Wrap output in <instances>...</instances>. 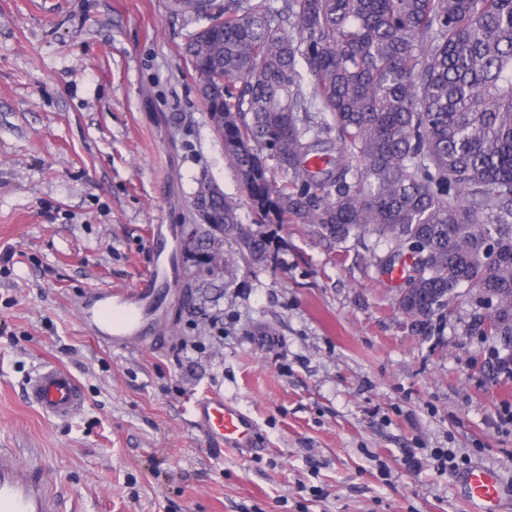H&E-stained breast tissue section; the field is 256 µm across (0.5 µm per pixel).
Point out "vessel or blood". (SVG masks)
<instances>
[{
    "label": "vessel or blood",
    "mask_w": 512,
    "mask_h": 512,
    "mask_svg": "<svg viewBox=\"0 0 512 512\" xmlns=\"http://www.w3.org/2000/svg\"><path fill=\"white\" fill-rule=\"evenodd\" d=\"M153 241L158 260L137 284L96 288L78 301V319L98 342L125 348L158 340L176 270L178 243L163 224L154 226ZM27 396L43 413L55 418L70 417L84 405L82 388L74 376L53 364L30 378ZM192 418L212 446L240 458L250 457L259 445L257 422L224 396L204 394L196 398ZM460 482L471 512H504L502 490L492 471L470 468ZM0 512H60L59 497L45 478L42 462L0 464Z\"/></svg>",
    "instance_id": "1"
}]
</instances>
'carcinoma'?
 <instances>
[{
  "label": "carcinoma",
  "mask_w": 512,
  "mask_h": 512,
  "mask_svg": "<svg viewBox=\"0 0 512 512\" xmlns=\"http://www.w3.org/2000/svg\"><path fill=\"white\" fill-rule=\"evenodd\" d=\"M171 5L211 20L213 0ZM185 52L208 112L224 113V156L257 225L374 234L386 270L409 255L399 308L412 326L468 286L495 302L487 332L512 336V0H224ZM210 188L199 181L194 202L268 260L264 233Z\"/></svg>",
  "instance_id": "1"
}]
</instances>
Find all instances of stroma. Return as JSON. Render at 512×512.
Here are the masks:
<instances>
[{"label":"stroma","mask_w":512,"mask_h":512,"mask_svg":"<svg viewBox=\"0 0 512 512\" xmlns=\"http://www.w3.org/2000/svg\"><path fill=\"white\" fill-rule=\"evenodd\" d=\"M199 26L170 0H0V456L38 455L64 512H468L475 465L512 512V342L479 332V289L427 334L376 236L266 224L255 263L198 223L203 179L255 219L185 54ZM155 224L181 246L161 338L99 344L77 299L133 287ZM216 245L235 256L219 271ZM49 362L84 393L66 419L25 394ZM207 393L257 420L251 458L194 425ZM439 448L456 470L435 469Z\"/></svg>","instance_id":"35a3bbf8"}]
</instances>
